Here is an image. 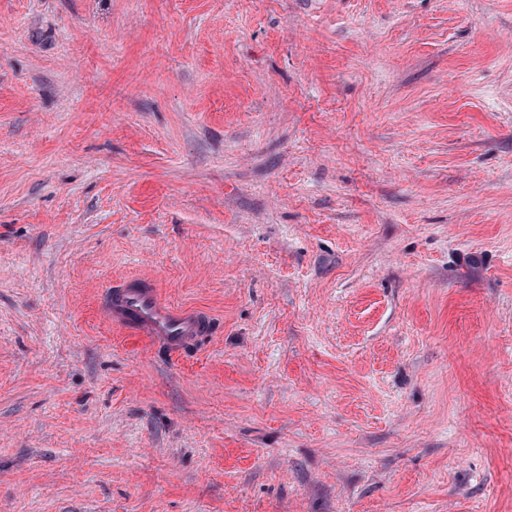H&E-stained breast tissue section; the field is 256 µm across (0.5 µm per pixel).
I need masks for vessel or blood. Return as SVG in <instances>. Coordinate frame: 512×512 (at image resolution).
I'll return each mask as SVG.
<instances>
[{"label": "vessel or blood", "mask_w": 512, "mask_h": 512, "mask_svg": "<svg viewBox=\"0 0 512 512\" xmlns=\"http://www.w3.org/2000/svg\"><path fill=\"white\" fill-rule=\"evenodd\" d=\"M101 312L114 328L173 353L182 352L211 330L206 312L172 304L161 295L155 280L146 276L121 278L104 295Z\"/></svg>", "instance_id": "1"}]
</instances>
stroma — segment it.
I'll list each match as a JSON object with an SVG mask.
<instances>
[{
    "label": "stroma",
    "mask_w": 512,
    "mask_h": 512,
    "mask_svg": "<svg viewBox=\"0 0 512 512\" xmlns=\"http://www.w3.org/2000/svg\"><path fill=\"white\" fill-rule=\"evenodd\" d=\"M0 512H512V0H0ZM101 312L114 328L173 353L182 352L211 330L206 312L172 304L161 295L155 280L146 276L121 278L102 298Z\"/></svg>",
    "instance_id": "obj_1"
}]
</instances>
